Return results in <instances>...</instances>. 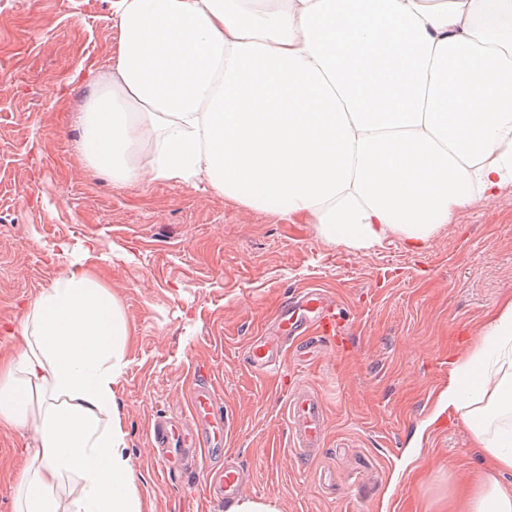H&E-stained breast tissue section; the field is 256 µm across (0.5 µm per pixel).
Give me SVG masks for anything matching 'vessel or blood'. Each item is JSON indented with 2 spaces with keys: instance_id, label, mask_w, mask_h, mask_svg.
<instances>
[{
  "instance_id": "vessel-or-blood-1",
  "label": "vessel or blood",
  "mask_w": 512,
  "mask_h": 512,
  "mask_svg": "<svg viewBox=\"0 0 512 512\" xmlns=\"http://www.w3.org/2000/svg\"><path fill=\"white\" fill-rule=\"evenodd\" d=\"M278 333L261 336L248 347L247 358L252 368L265 371L275 368L282 339L291 334L315 331L318 340L327 347H335L341 329L336 321V306L323 292L311 290L293 305L282 306L276 315ZM194 426L179 428L166 422H157L154 436L162 454L160 468H167L174 459H183L188 450L204 452L226 444L233 431L230 413L220 412L213 386L201 380L191 394ZM287 424L293 442L292 452L301 460L308 459L312 449L320 447L325 431L324 400L318 394L299 388L287 403ZM245 487L243 471L236 462L228 460L219 473L214 474L206 486L210 500L231 502L238 499Z\"/></svg>"
}]
</instances>
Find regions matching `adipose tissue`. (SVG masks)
Wrapping results in <instances>:
<instances>
[{
  "label": "adipose tissue",
  "instance_id": "obj_1",
  "mask_svg": "<svg viewBox=\"0 0 512 512\" xmlns=\"http://www.w3.org/2000/svg\"><path fill=\"white\" fill-rule=\"evenodd\" d=\"M82 157L115 183L206 180L368 250L428 247L512 185V0H112ZM0 356V429L32 427L16 512H143L115 387L129 329L93 240ZM442 399L482 467L449 512H512V296L450 357Z\"/></svg>",
  "mask_w": 512,
  "mask_h": 512
}]
</instances>
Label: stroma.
Here are the masks:
<instances>
[{"mask_svg": "<svg viewBox=\"0 0 512 512\" xmlns=\"http://www.w3.org/2000/svg\"><path fill=\"white\" fill-rule=\"evenodd\" d=\"M118 39L112 0H0V354L15 351L29 304L66 264L52 245L97 240L130 330L116 400L144 512H227L202 488L228 456L245 497L278 512H448L482 462L438 394L449 354L512 293V188L460 212L421 252L392 239L359 253L205 181L115 185L82 159L79 118ZM305 288L335 295L349 346L306 361L288 350L286 372L254 373L249 339ZM202 366L235 432L206 464L161 474L152 426L188 423ZM297 384L326 403L324 441L304 464L284 416ZM35 437L0 430V512L15 510Z\"/></svg>", "mask_w": 512, "mask_h": 512, "instance_id": "obj_1", "label": "stroma"}]
</instances>
